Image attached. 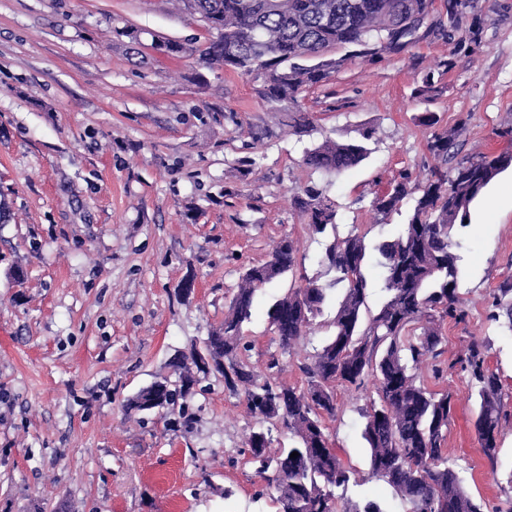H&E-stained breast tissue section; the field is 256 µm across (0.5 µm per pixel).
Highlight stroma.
Here are the masks:
<instances>
[{
	"label": "stroma",
	"mask_w": 512,
	"mask_h": 512,
	"mask_svg": "<svg viewBox=\"0 0 512 512\" xmlns=\"http://www.w3.org/2000/svg\"><path fill=\"white\" fill-rule=\"evenodd\" d=\"M215 36L176 0H0V207L9 214L0 222V512H275L243 454L261 422L221 378L195 396L187 430L141 421L124 401L167 376L174 352L201 347L244 269L280 237L295 240L302 275L332 280L325 238L292 206L306 181L327 185L339 235H364L368 307L378 312L388 293L374 246L402 230L414 201L387 216L372 201L397 171L420 179L433 165L432 130L417 115L459 128L461 159L502 150L496 131L512 124V17L488 25L472 51L422 43L400 58L349 60L303 98L314 126L304 136L259 97L258 79L153 47ZM429 72L443 92L423 102L412 91ZM366 127L376 135L357 167L328 175L303 166L324 136L356 140ZM454 239L467 320L443 328L452 369L436 379L426 361L416 375L452 395L445 448L466 490L488 512H512V403L492 471L474 426L476 390L460 366L480 343L512 395V331L487 318L496 286L512 278L511 169L475 200ZM187 275L195 292L184 299ZM290 284L258 289L246 357L261 375L278 357L280 380L300 386V360L329 331L314 327L282 351L267 310ZM376 397L371 386L337 387L325 424L355 470L346 503L370 498L402 512L372 476L362 438Z\"/></svg>",
	"instance_id": "35a3bbf8"
}]
</instances>
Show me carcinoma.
<instances>
[{"label": "carcinoma", "instance_id": "1", "mask_svg": "<svg viewBox=\"0 0 512 512\" xmlns=\"http://www.w3.org/2000/svg\"><path fill=\"white\" fill-rule=\"evenodd\" d=\"M218 32L219 40L199 50L210 67H228L262 79L260 94L275 110L287 115L298 133L312 131L302 94L327 84L351 58L373 62L402 56L414 46L442 42L454 51L480 43L490 14L507 17L509 6L494 4L491 13L478 0H179ZM341 50L345 56L328 57ZM459 130H436L427 148L435 164L421 180L399 171L378 192L375 209L389 215L415 196L413 212L402 231L375 245L385 272L389 297L371 315L364 275L367 246L354 233L336 235L337 211L326 188L309 181L292 197L295 211L313 234L333 240L324 261L335 273L333 284L345 285L336 315L329 322L331 339L310 360L300 363L307 386L300 389L278 380L277 358L259 379L242 355L247 350L244 326L251 319L255 293L262 285L286 275L288 292L268 309L267 317L282 349L289 350L323 311L327 288L297 275L298 249L288 236L276 241L268 259L242 274L227 310L224 326L205 339L212 353L224 358V368L212 375L224 380V390L243 392L251 412L265 422L276 420L293 439L270 452L268 433L248 437L247 462L274 490L276 512H338L354 478L353 470L333 447L322 418L336 410V387L360 389L371 383L378 399L365 411L363 436L370 451L373 476L391 487L404 502V512H484L463 486L459 471L448 466L445 440L451 418V395L419 382L411 370L426 358L434 361L433 378L442 377L445 322L460 324L467 313L457 293L458 255L452 230L466 227L470 207L503 171L512 168V149L464 158L453 166L454 141ZM370 128L361 139H325L307 151L306 167L339 174L357 166L369 154ZM507 318L512 332V278L499 283L489 319ZM464 369L478 388L475 429L491 473H496L501 421L505 417L499 375L486 362L483 346L468 349ZM200 381L185 379L180 388L163 381L141 388L127 399L126 408L141 412L143 404L178 413L177 425L189 429L195 421L187 399ZM298 456L293 458L291 453Z\"/></svg>", "mask_w": 512, "mask_h": 512}]
</instances>
